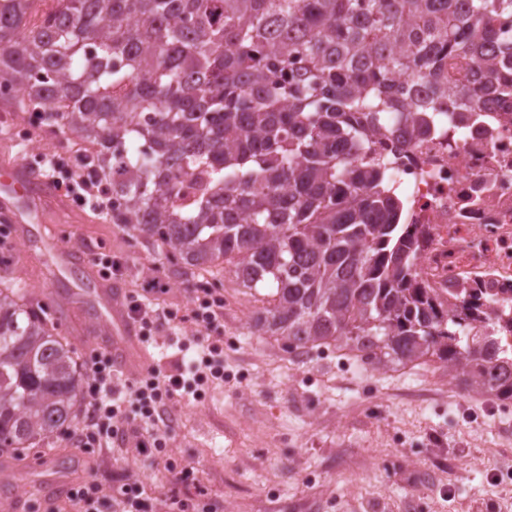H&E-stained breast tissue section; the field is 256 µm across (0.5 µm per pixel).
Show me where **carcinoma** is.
Masks as SVG:
<instances>
[{"label": "carcinoma", "mask_w": 512, "mask_h": 512, "mask_svg": "<svg viewBox=\"0 0 512 512\" xmlns=\"http://www.w3.org/2000/svg\"><path fill=\"white\" fill-rule=\"evenodd\" d=\"M0 0V98L59 111L112 173V223L184 274L268 289L251 327L290 353L433 359L467 392L512 402V355L469 303L418 277L417 224L367 132L507 89L495 22L512 0ZM77 348L0 278V453L47 451L81 412Z\"/></svg>", "instance_id": "carcinoma-1"}]
</instances>
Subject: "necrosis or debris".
Segmentation results:
<instances>
[{
  "label": "necrosis or debris",
  "mask_w": 512,
  "mask_h": 512,
  "mask_svg": "<svg viewBox=\"0 0 512 512\" xmlns=\"http://www.w3.org/2000/svg\"><path fill=\"white\" fill-rule=\"evenodd\" d=\"M370 150L392 160L403 224H420L421 280L450 302L478 295L500 347L512 352V91L414 137L371 133Z\"/></svg>",
  "instance_id": "4bbe7bcc"
}]
</instances>
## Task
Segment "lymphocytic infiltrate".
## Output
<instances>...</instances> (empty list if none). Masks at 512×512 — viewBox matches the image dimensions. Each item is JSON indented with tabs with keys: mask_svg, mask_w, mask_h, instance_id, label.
Here are the masks:
<instances>
[{
	"mask_svg": "<svg viewBox=\"0 0 512 512\" xmlns=\"http://www.w3.org/2000/svg\"><path fill=\"white\" fill-rule=\"evenodd\" d=\"M42 166L44 174L75 206L111 217L110 182L90 154L76 149L53 152L44 156ZM163 290L160 279H152L144 287V299L130 304V314L143 330H159L174 319L172 310L153 301ZM194 293L183 320L194 326L200 354L189 371L174 375L152 371L122 391L115 383L111 361L94 360L86 367L88 412L73 433L75 444L82 448L119 444L128 458L155 457L169 434V406L188 396L200 397L206 386L223 383L224 338L219 326L224 320V301L211 297L206 288H195ZM117 480L116 494L110 499L95 481L76 482L68 498L72 512H154L153 503L144 498L142 484L131 471L118 474Z\"/></svg>",
	"mask_w": 512,
	"mask_h": 512,
	"instance_id": "1",
	"label": "lymphocytic infiltrate"
}]
</instances>
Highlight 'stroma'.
Instances as JSON below:
<instances>
[{
	"label": "stroma",
	"mask_w": 512,
	"mask_h": 512,
	"mask_svg": "<svg viewBox=\"0 0 512 512\" xmlns=\"http://www.w3.org/2000/svg\"><path fill=\"white\" fill-rule=\"evenodd\" d=\"M27 101L0 99V162L35 167L68 131L45 138L25 120ZM76 249L95 245L123 263L120 283L139 297L148 279L167 286L157 303L185 311L195 279L169 264L152 242L133 238L93 210H50L25 235L8 231L0 267L31 300L59 318L71 341L103 331L43 248L45 236ZM224 296V383L177 402L166 464L140 462L148 494L203 497L216 512H512V404L467 393L435 361L373 367L336 351L297 357L252 334L257 307L232 276ZM191 327L163 329L148 347L155 370L175 373L192 346ZM196 468L195 484L172 468Z\"/></svg>",
	"instance_id": "obj_1"
}]
</instances>
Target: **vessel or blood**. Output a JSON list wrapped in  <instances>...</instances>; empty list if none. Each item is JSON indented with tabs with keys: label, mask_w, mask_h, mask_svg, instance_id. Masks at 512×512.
I'll use <instances>...</instances> for the list:
<instances>
[{
	"label": "vessel or blood",
	"mask_w": 512,
	"mask_h": 512,
	"mask_svg": "<svg viewBox=\"0 0 512 512\" xmlns=\"http://www.w3.org/2000/svg\"><path fill=\"white\" fill-rule=\"evenodd\" d=\"M61 199L52 183L39 170L25 164L11 163L0 167V221L7 224H29L44 210L60 206ZM54 255L59 272L80 271L83 282L90 286V295L99 314L108 324L106 331L87 344L88 354H107L115 370L137 378L151 368L152 356L138 335L136 324L125 308L126 291L115 282L99 278L88 259L78 250L55 246ZM37 471L47 473L42 486L44 496L60 500L72 487L68 471L58 469L53 457L35 461Z\"/></svg>",
	"instance_id": "vessel-or-blood-1"
}]
</instances>
